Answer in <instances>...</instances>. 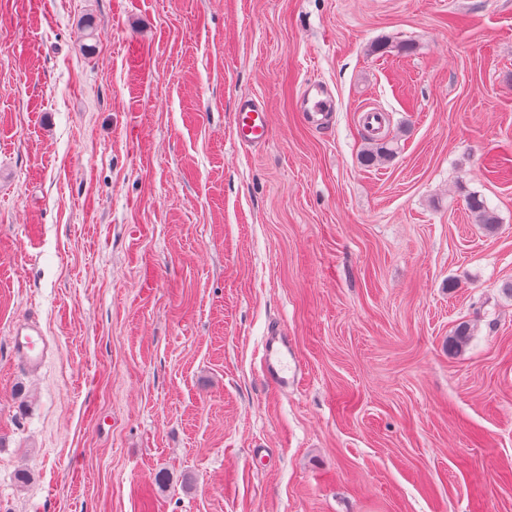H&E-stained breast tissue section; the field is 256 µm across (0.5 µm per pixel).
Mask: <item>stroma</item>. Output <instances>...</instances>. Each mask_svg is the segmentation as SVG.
Here are the masks:
<instances>
[{
  "label": "stroma",
  "mask_w": 512,
  "mask_h": 512,
  "mask_svg": "<svg viewBox=\"0 0 512 512\" xmlns=\"http://www.w3.org/2000/svg\"><path fill=\"white\" fill-rule=\"evenodd\" d=\"M507 282L512 0H0V512H512ZM300 108L306 113L308 122L312 125H321L336 109L335 98L332 93L319 84L307 87L301 100ZM234 123L239 141L250 147H264L271 137L267 108L264 102L257 98H240L234 114ZM467 209L476 218L478 224H483L484 229L492 233L499 220L495 212L489 208L485 198L477 192H469L465 198ZM11 343L18 360L31 371L38 370L45 356V337L40 325L24 319L14 328ZM294 354L288 345V335L280 328H272L263 345V377L277 390L288 389L295 381Z\"/></svg>",
  "instance_id": "obj_1"
}]
</instances>
